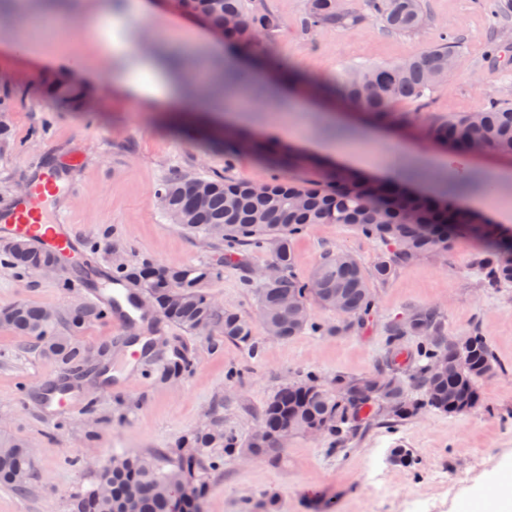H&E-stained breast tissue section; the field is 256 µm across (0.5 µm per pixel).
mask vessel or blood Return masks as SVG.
Instances as JSON below:
<instances>
[{
  "label": "vessel or blood",
  "mask_w": 512,
  "mask_h": 512,
  "mask_svg": "<svg viewBox=\"0 0 512 512\" xmlns=\"http://www.w3.org/2000/svg\"><path fill=\"white\" fill-rule=\"evenodd\" d=\"M78 162V156L71 155L65 164L37 168L22 196L0 203V240L24 239L39 248L62 253L70 261H82L79 239L65 205L78 191L72 176ZM84 291L91 305L111 307L112 320L118 326H127L139 317L123 289L115 284L97 282L85 286Z\"/></svg>",
  "instance_id": "1"
}]
</instances>
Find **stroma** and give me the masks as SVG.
Returning <instances> with one entry per match:
<instances>
[{
  "label": "stroma",
  "mask_w": 512,
  "mask_h": 512,
  "mask_svg": "<svg viewBox=\"0 0 512 512\" xmlns=\"http://www.w3.org/2000/svg\"><path fill=\"white\" fill-rule=\"evenodd\" d=\"M361 19L353 26H301L305 0H254L282 22L265 50L302 75L305 85L248 107L251 130L263 136L287 121L295 150L304 143L347 137L376 162L393 157L398 145L416 147L404 161L418 167L419 154L435 153L422 135L426 117L478 110L492 97L512 98V0H421L424 21L411 33L388 30L349 0ZM15 28L0 27V124L12 131L0 145V200L18 193L31 171L56 164L69 153L83 157L75 173L79 191L70 216L97 263L111 267L113 255L138 264H196L219 258L208 236L174 224L154 197L169 177L227 174L260 185L272 169L249 152L225 162L222 146L166 125L152 103L125 95L106 72L60 69L47 57L13 48ZM457 42L464 64L434 92L429 108L410 101L394 112L410 116L398 130L374 132L343 101L319 102L307 83L329 84L350 66L390 64L419 55L441 37ZM83 88L80 105L58 103L46 92L56 79ZM344 250L372 268L391 248L346 224H313L293 240L295 271L309 277L323 258ZM476 243L453 240L447 253L399 263L385 283H372L374 309L363 327L335 335L306 329L286 340L256 330V348L207 335L193 336L151 317L148 326L118 331L112 320L91 323L80 335L91 348L111 346V384L85 383L70 413L46 412V384L63 378L34 341L0 328V435L23 439L32 450L34 476L26 491L0 487V512H70L73 498L91 489L100 465L115 454L145 457L174 448L186 434L218 423L249 440L279 386L316 373L328 386L378 371L392 326L411 309L433 307L448 339L482 336L494 369L481 383L483 401L467 414L426 410L398 423L367 419L345 450L332 439L298 434L277 460L228 458L210 478L206 512H465L512 466V284L484 285L475 266ZM272 260L270 251L245 248L225 261L207 291L221 309L258 318L254 271ZM79 288L54 279H32L0 264V309L24 301L58 310L84 302ZM152 336L155 362L125 367L118 334ZM184 350L194 372L170 383L156 380L158 361ZM411 458L401 465L393 455Z\"/></svg>",
  "instance_id": "stroma-1"
}]
</instances>
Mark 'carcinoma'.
<instances>
[{
	"label": "carcinoma",
	"instance_id": "1",
	"mask_svg": "<svg viewBox=\"0 0 512 512\" xmlns=\"http://www.w3.org/2000/svg\"><path fill=\"white\" fill-rule=\"evenodd\" d=\"M184 5L223 31L224 38L238 51L252 53L264 37L279 30V16L268 9L251 8L250 0H183ZM363 6L396 32H411L423 23L419 0H364ZM359 17L344 7V0H307L302 18L306 29L336 23L347 26ZM459 57L455 42L444 41L422 54L399 63L363 65L343 70L336 85L321 87V94H339L363 110L378 124L395 127L392 106L399 100L417 102L431 96L448 77V58ZM183 70L198 74L191 93L204 91L221 96L252 83L255 63L227 67L219 62L188 57L178 61ZM432 144L461 152L495 151L512 156V99L496 98L477 112H455L448 118H433L422 127ZM235 152L243 149L266 157L276 169L293 166L301 155L276 141L241 133L224 138ZM262 193L244 180L177 175L156 190L166 214L186 229L202 231L232 248L266 247L279 266V279L259 283L256 288L264 332L288 339L305 328L335 334L350 324L321 326L312 321L310 299L362 320L373 308L370 282H385L399 262L448 250L460 235L477 239L485 251L474 263L483 270L488 286L512 284V229H504L484 215L454 203L457 194L430 197L411 192L406 186L368 174L332 168L321 181L295 183L277 177L265 183ZM311 224H349L362 235L396 247L394 253L377 259L371 269L347 251L327 255L308 279L294 273L293 237ZM3 264L28 270L34 264L55 260L52 251L22 240L3 251ZM219 274L213 261L197 265L158 266L149 262L115 266L98 275L127 288V300L139 306L141 293L150 295L161 315L182 330L202 334L218 330L228 341L257 348L253 322L239 312L218 310L205 293L204 285ZM111 311L81 304L60 313L25 302L0 312V326L15 335L35 341L41 352L73 375L63 384L94 374L86 363L91 349L79 341L86 325L109 318ZM418 340L415 370L411 375L419 397L411 399L399 375L401 343ZM388 374H373L336 380L326 388L310 374L301 382L280 387L266 404L262 432L247 443L218 429L198 430L184 436L178 445L155 458L114 457L99 468L94 487L71 504L72 512H201L208 492L205 475L224 467L245 447L261 458L272 459L280 432L294 434L317 431L341 437L354 433L361 412L375 406L397 422L430 408L460 415L477 408L481 401L479 383L493 370V356L485 340L477 335L454 341L442 335L438 312L417 308L396 324L389 337ZM448 355V368L436 375L430 371L434 359ZM193 362L182 352L162 363L157 379L168 382L188 375ZM33 478L30 451L16 437L0 439V487L23 491Z\"/></svg>",
	"mask_w": 512,
	"mask_h": 512
}]
</instances>
